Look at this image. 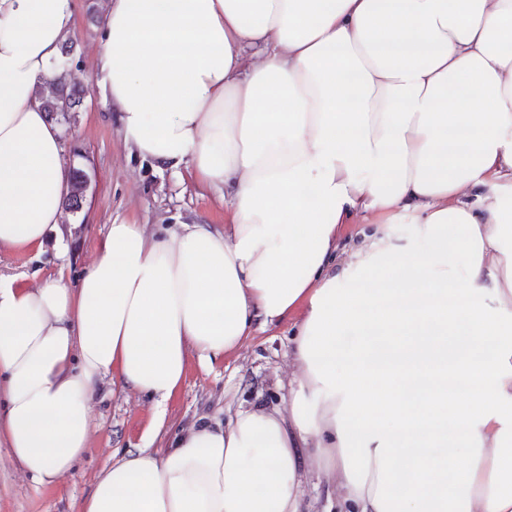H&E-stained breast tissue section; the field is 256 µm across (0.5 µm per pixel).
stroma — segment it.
Masks as SVG:
<instances>
[{"label":"stroma","instance_id":"1","mask_svg":"<svg viewBox=\"0 0 512 512\" xmlns=\"http://www.w3.org/2000/svg\"><path fill=\"white\" fill-rule=\"evenodd\" d=\"M103 0H72L78 67L70 78L80 84L83 106L71 121H58L66 167L84 170L89 188L83 208L66 213L61 236L43 250H1L0 273L18 287L35 280H76L94 258V249L112 224L204 223L223 226L220 192L193 178L188 170L158 169L124 144L112 108L96 80L103 32ZM292 320L256 333L234 354L201 366L191 359L185 379L167 404L170 435L199 419H226L239 406L261 402L287 409L293 366L288 357ZM153 416L151 400L104 383L91 402L92 441L83 458L57 484L41 486L23 475L5 445H0V512H76L91 494L96 474L127 449L143 446Z\"/></svg>","mask_w":512,"mask_h":512}]
</instances>
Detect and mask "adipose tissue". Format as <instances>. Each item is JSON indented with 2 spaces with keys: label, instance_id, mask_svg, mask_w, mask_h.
Segmentation results:
<instances>
[{
  "label": "adipose tissue",
  "instance_id": "ef3b65f1",
  "mask_svg": "<svg viewBox=\"0 0 512 512\" xmlns=\"http://www.w3.org/2000/svg\"><path fill=\"white\" fill-rule=\"evenodd\" d=\"M73 27L71 0H0V250L63 222L36 90ZM98 64L125 144L224 225L113 224L76 281L0 276L19 470L70 473L104 379L161 406L291 318L287 410L126 450L79 512H304L312 476L339 512H512V0H105Z\"/></svg>",
  "mask_w": 512,
  "mask_h": 512
}]
</instances>
